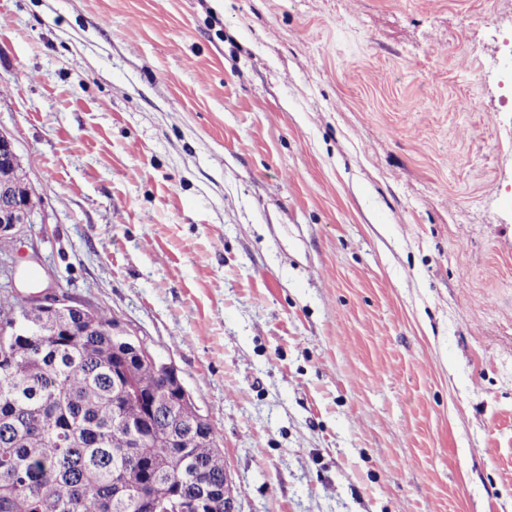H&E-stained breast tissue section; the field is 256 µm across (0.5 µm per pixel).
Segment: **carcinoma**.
<instances>
[{"label":"carcinoma","mask_w":512,"mask_h":512,"mask_svg":"<svg viewBox=\"0 0 512 512\" xmlns=\"http://www.w3.org/2000/svg\"><path fill=\"white\" fill-rule=\"evenodd\" d=\"M0 344V512H149L155 497L196 498L224 512V450L190 398L168 418L141 421L159 433L131 445L138 409L114 403L124 381L112 373V321L95 309L42 320L15 295ZM126 373L145 393H166L158 367L134 355Z\"/></svg>","instance_id":"cac0c4a2"}]
</instances>
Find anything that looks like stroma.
<instances>
[{"mask_svg":"<svg viewBox=\"0 0 512 512\" xmlns=\"http://www.w3.org/2000/svg\"><path fill=\"white\" fill-rule=\"evenodd\" d=\"M512 0H0L11 246L174 366L238 512H512ZM34 188L0 180V238L19 241L29 234L34 210L30 208Z\"/></svg>","mask_w":512,"mask_h":512,"instance_id":"1","label":"stroma"}]
</instances>
